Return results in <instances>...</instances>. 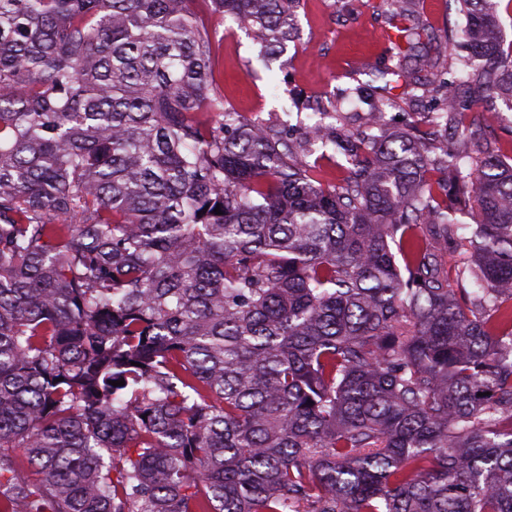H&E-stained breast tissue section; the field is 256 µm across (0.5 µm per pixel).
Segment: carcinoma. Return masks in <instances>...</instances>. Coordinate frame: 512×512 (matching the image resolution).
Wrapping results in <instances>:
<instances>
[{
	"label": "carcinoma",
	"mask_w": 512,
	"mask_h": 512,
	"mask_svg": "<svg viewBox=\"0 0 512 512\" xmlns=\"http://www.w3.org/2000/svg\"><path fill=\"white\" fill-rule=\"evenodd\" d=\"M203 2L297 37L300 0H0V512H512V164L360 86L352 134L235 111ZM457 2L467 54L412 27L395 72L467 133L512 47Z\"/></svg>",
	"instance_id": "carcinoma-1"
}]
</instances>
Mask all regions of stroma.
Here are the masks:
<instances>
[{
	"label": "stroma",
	"instance_id": "35a3bbf8",
	"mask_svg": "<svg viewBox=\"0 0 512 512\" xmlns=\"http://www.w3.org/2000/svg\"><path fill=\"white\" fill-rule=\"evenodd\" d=\"M422 26L420 49L437 55L444 46L448 28L463 25L457 0H414ZM300 38L289 44L286 54L264 60L258 54L252 34L243 28H226L215 15L208 21L216 28L218 82L228 106L246 116L267 121L293 111V91L311 98L342 96L341 112L348 126H357L367 107L345 97L347 89L363 85L378 93L399 97L391 118H410L421 129H432L435 105L424 92L432 75L422 68L414 75L419 88L414 96L403 95L401 87H390L384 70L394 44L389 36L394 26L386 14L385 0H302L298 11ZM495 144L504 160L512 159V109L496 102L486 113L481 136L472 141V150L483 142Z\"/></svg>",
	"mask_w": 512,
	"mask_h": 512
}]
</instances>
